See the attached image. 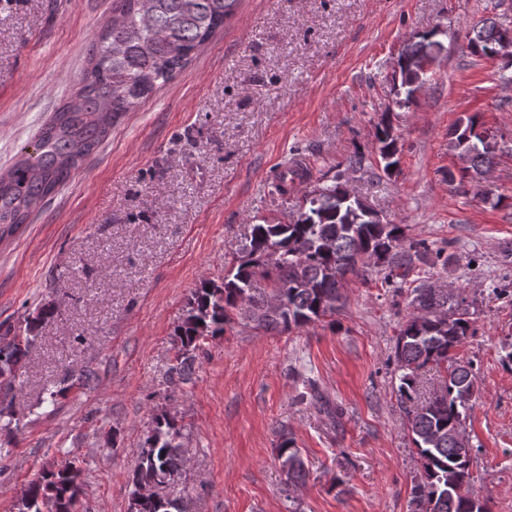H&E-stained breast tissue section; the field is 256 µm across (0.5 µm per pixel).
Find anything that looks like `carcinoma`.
Instances as JSON below:
<instances>
[{
    "label": "carcinoma",
    "instance_id": "cac0c4a2",
    "mask_svg": "<svg viewBox=\"0 0 512 512\" xmlns=\"http://www.w3.org/2000/svg\"><path fill=\"white\" fill-rule=\"evenodd\" d=\"M237 0H112V17L102 26L89 50V64L76 84L73 99L63 104L40 130L24 155L0 175V231L17 229L43 201L56 193L86 158L108 138L112 128L169 83L192 60L199 48L224 26ZM433 33L419 36L397 61L405 102L432 60ZM512 44V21L488 18L472 29L468 48L492 56ZM473 115L453 131L452 147L465 159L464 171L482 177L496 165L497 142L478 130ZM385 171L398 164V136L388 117L377 129ZM343 184L336 182L305 196L304 210L292 224H251L239 248L236 270L218 285L205 283L194 290L187 314L175 331L181 347L171 376L191 380L200 341L224 333L231 314L246 302L251 314L244 320L266 333H286L308 326L340 308L342 289L368 268L384 273L389 284L406 280L411 257L400 258L390 248L403 238L398 224L356 220V201L342 202ZM282 296L280 314L265 311L268 299ZM466 301L426 284L411 291L408 319L399 326L394 359L399 375L394 391L413 435L421 472L414 479L410 512H488L472 490L475 450L460 446L455 428L468 416L476 382L475 364L457 360L452 352L472 335L468 310L454 312ZM54 308L41 306L30 318L20 340L0 346V385L14 390V372L35 345L39 324ZM444 368L440 390L418 403L419 371ZM176 418L155 416L133 473L132 512H184L180 499L167 488L182 476L185 450ZM289 485L305 482L307 472L299 450L288 440L280 446ZM82 470L70 461L29 483L17 500L18 512H72L82 492Z\"/></svg>",
    "mask_w": 512,
    "mask_h": 512
}]
</instances>
